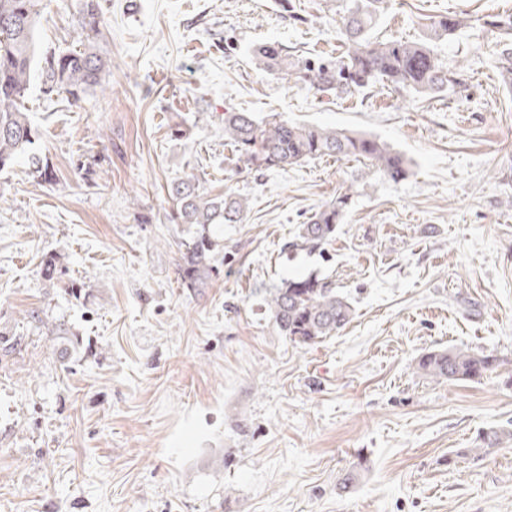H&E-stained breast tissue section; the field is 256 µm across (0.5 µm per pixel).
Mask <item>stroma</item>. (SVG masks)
<instances>
[{"instance_id":"stroma-1","label":"stroma","mask_w":512,"mask_h":512,"mask_svg":"<svg viewBox=\"0 0 512 512\" xmlns=\"http://www.w3.org/2000/svg\"><path fill=\"white\" fill-rule=\"evenodd\" d=\"M346 0H106L110 69L79 105L27 107L56 179L0 173V512H512V81L495 36L512 0H386L379 38L425 39L462 74L440 95L320 92L259 72L255 44L339 53ZM78 0H44L42 50L79 46ZM370 134L411 161L392 182L315 159L244 171L224 113ZM244 197L208 287L182 285L193 229L173 181ZM348 192L335 238L288 254L299 224ZM65 275L46 281V256ZM309 274L354 306L337 336L301 346L264 290ZM82 284L80 297L69 291ZM34 308L71 332L35 327ZM449 346L497 357L479 381L417 372ZM360 472L351 490L346 470Z\"/></svg>"}]
</instances>
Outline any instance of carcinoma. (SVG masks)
<instances>
[{"label":"carcinoma","mask_w":512,"mask_h":512,"mask_svg":"<svg viewBox=\"0 0 512 512\" xmlns=\"http://www.w3.org/2000/svg\"><path fill=\"white\" fill-rule=\"evenodd\" d=\"M43 0H0V172L23 163L38 183L54 179L48 159L36 146L37 133L25 108L33 72L39 73L40 91L73 106L101 85L107 67L99 39L104 28L100 0H81L79 23L85 38L81 47L65 52H40L35 29ZM384 0H359L336 13L344 51L334 63L314 64L275 43H260L250 50L256 69L287 74L317 91L351 93L378 84L416 93L440 94L460 85L458 74L437 57L431 42L451 35L460 22L439 16L429 21L422 41L380 40L372 36ZM482 27L498 33L502 56L512 58V18L493 17ZM224 139L233 146L237 162L249 170L286 169L324 156L353 158L369 163L378 176L399 181L410 173L407 158L387 143L346 129L313 124H291L270 115L258 120L251 112H224ZM176 202L174 220L197 227L181 264L183 284L208 286L218 246V230L239 224L246 200L226 193L210 197L195 175L170 188ZM349 194L344 192L299 225L292 250L315 251L336 236ZM268 310L278 331L294 343L312 345L335 336L351 322L354 309L332 284L316 276L286 279L265 289ZM497 358L460 347L431 351L417 363L418 372L435 378L479 381L495 370Z\"/></svg>","instance_id":"obj_1"}]
</instances>
